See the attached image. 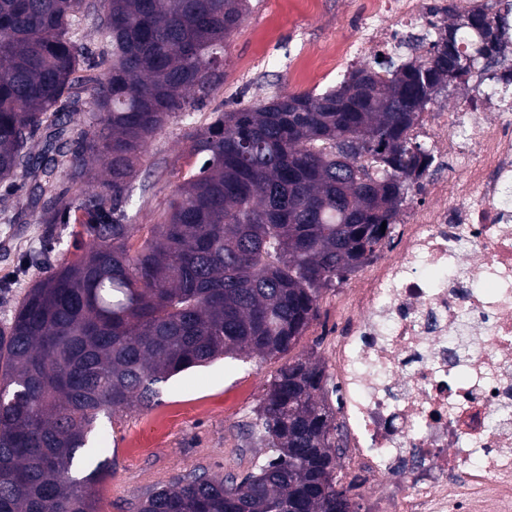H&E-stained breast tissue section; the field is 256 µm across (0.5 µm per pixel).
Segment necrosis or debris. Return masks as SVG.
Segmentation results:
<instances>
[{
	"mask_svg": "<svg viewBox=\"0 0 512 512\" xmlns=\"http://www.w3.org/2000/svg\"><path fill=\"white\" fill-rule=\"evenodd\" d=\"M434 27L423 0H367L358 54ZM411 130L450 178L426 182L336 296L328 345L340 466L378 480V512H512V68Z\"/></svg>",
	"mask_w": 512,
	"mask_h": 512,
	"instance_id": "1",
	"label": "necrosis or debris"
}]
</instances>
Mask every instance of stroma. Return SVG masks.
<instances>
[{"label":"stroma","instance_id":"1","mask_svg":"<svg viewBox=\"0 0 512 512\" xmlns=\"http://www.w3.org/2000/svg\"><path fill=\"white\" fill-rule=\"evenodd\" d=\"M254 7L224 50V83L190 114L171 119L151 141L137 169L143 197L131 210L140 224L160 222L176 188L194 161L188 155L190 131L213 121L233 105H251L269 96L318 93L338 84L342 72L327 66L315 80L298 75L299 63L351 40L364 0H253ZM31 185L0 184V219L15 217L9 234L0 233V281L13 282L0 295V319L8 317L25 286L38 278L17 271L25 254L39 246L44 227L22 218ZM288 356L225 358L207 367L188 369L162 387L161 402L152 409H132L113 419H100L104 455L112 476L99 486L101 512H131L138 497L169 484L173 477L205 468L209 473L238 477L251 472L271 451L251 435L265 390Z\"/></svg>","mask_w":512,"mask_h":512}]
</instances>
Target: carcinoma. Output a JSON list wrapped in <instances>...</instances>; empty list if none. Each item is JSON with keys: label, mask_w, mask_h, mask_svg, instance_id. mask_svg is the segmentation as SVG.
<instances>
[{"label": "carcinoma", "mask_w": 512, "mask_h": 512, "mask_svg": "<svg viewBox=\"0 0 512 512\" xmlns=\"http://www.w3.org/2000/svg\"><path fill=\"white\" fill-rule=\"evenodd\" d=\"M251 0H0V184L28 178L27 216L46 268L0 324V512H99L100 415L160 404L159 384L224 358L290 352L323 293L380 248L431 157L410 137L442 90L468 83L460 50L504 37L481 8L439 28L424 58L349 72L321 93L275 94L220 112L189 136L201 159L158 224H135L133 174L170 118L224 83V43ZM91 18L98 51L74 17ZM90 131L70 136L82 70ZM107 172L82 200L60 176ZM91 247L66 257L52 225ZM324 370L299 355L271 380L253 430L272 454L242 479L198 470L140 499L136 512H358L336 473Z\"/></svg>", "instance_id": "carcinoma-1"}]
</instances>
